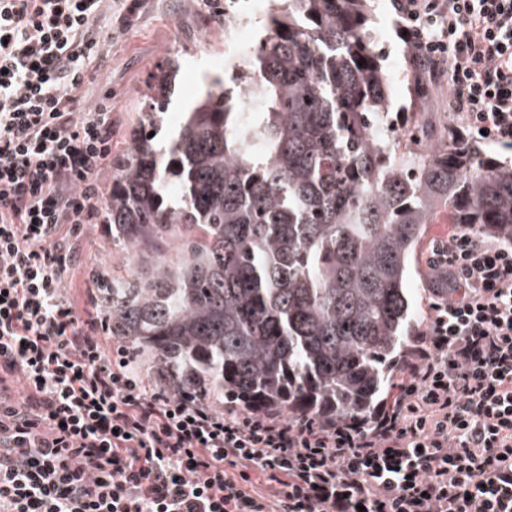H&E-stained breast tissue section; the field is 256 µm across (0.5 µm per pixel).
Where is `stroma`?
<instances>
[{
    "mask_svg": "<svg viewBox=\"0 0 512 512\" xmlns=\"http://www.w3.org/2000/svg\"><path fill=\"white\" fill-rule=\"evenodd\" d=\"M225 0H138L133 13L104 19L108 32V63L96 80L97 91L112 95V160L98 179L110 189L114 163L132 150V132L149 106L147 86L159 65L174 58L181 64V84L164 115L163 132L171 134L191 103L204 73L231 71L237 62L229 53L224 32ZM373 25L388 71L394 72V107L389 119L407 126L424 113L430 128L442 132L452 121L448 110L420 111L409 88L417 78L410 53L397 33L399 17L392 0H374ZM132 265L124 251L112 244V229L98 223L84 227L83 242L67 274V286L76 303H83L92 281L126 278Z\"/></svg>",
    "mask_w": 512,
    "mask_h": 512,
    "instance_id": "35a3bbf8",
    "label": "stroma"
}]
</instances>
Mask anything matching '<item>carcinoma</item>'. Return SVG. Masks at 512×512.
I'll return each instance as SVG.
<instances>
[{"instance_id": "carcinoma-1", "label": "carcinoma", "mask_w": 512, "mask_h": 512, "mask_svg": "<svg viewBox=\"0 0 512 512\" xmlns=\"http://www.w3.org/2000/svg\"><path fill=\"white\" fill-rule=\"evenodd\" d=\"M371 21L370 0H269L247 64L205 75L164 147L179 63L153 75L103 213L133 273L104 289L112 335L173 385L369 422L420 333L408 279L433 215L512 238V165L387 123Z\"/></svg>"}]
</instances>
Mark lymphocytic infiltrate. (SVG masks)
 Listing matches in <instances>:
<instances>
[{"label": "lymphocytic infiltrate", "instance_id": "obj_1", "mask_svg": "<svg viewBox=\"0 0 512 512\" xmlns=\"http://www.w3.org/2000/svg\"><path fill=\"white\" fill-rule=\"evenodd\" d=\"M124 0H0V512H512V240L457 230L413 356L368 425L242 413L160 382L66 277L101 205L89 85ZM448 110L512 149V0H395Z\"/></svg>", "mask_w": 512, "mask_h": 512}]
</instances>
